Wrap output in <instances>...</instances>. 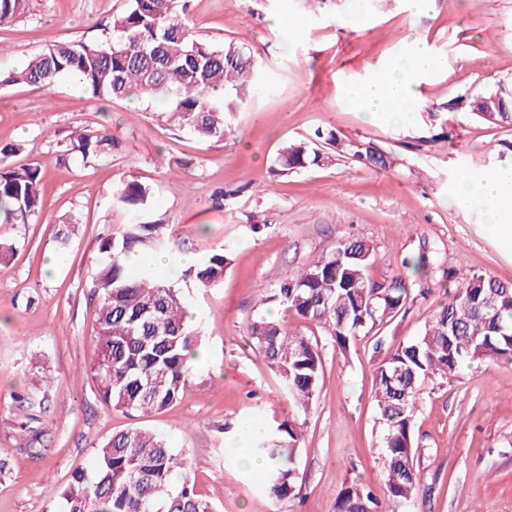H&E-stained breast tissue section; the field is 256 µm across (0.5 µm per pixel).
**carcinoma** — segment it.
I'll return each mask as SVG.
<instances>
[{
    "label": "carcinoma",
    "mask_w": 512,
    "mask_h": 512,
    "mask_svg": "<svg viewBox=\"0 0 512 512\" xmlns=\"http://www.w3.org/2000/svg\"><path fill=\"white\" fill-rule=\"evenodd\" d=\"M30 0H0V28L29 12ZM64 75L75 76L93 99L159 98L163 118L190 130L204 142L224 140L234 112L250 97L264 71L235 42L222 46L195 34L177 0H129L103 36L92 42L55 41L21 69L0 73V85L51 89ZM467 111L496 127H512V87L468 99ZM360 166L386 170L389 154L372 142H340L334 133L314 132L278 153L274 174L324 166L333 157L319 140ZM112 136L80 134L70 151L82 158L112 154ZM42 171L14 167L0 149V224H26L42 207ZM118 202L133 214L98 241L91 295L97 298V353L92 367L103 401L132 417L166 410L183 392L202 346L179 289L157 281L152 259L180 247L170 225L142 222L138 213L150 188L138 180L122 182ZM141 254L136 276L124 257ZM375 248L348 238L282 281L266 302L284 306L321 328L342 350L353 337L369 334L396 316L411 299L412 286L401 276L382 281L370 275ZM230 259L214 249L196 259L182 276L207 290L220 284ZM253 347L278 375L284 392L300 407L312 401L323 371L319 344L282 322L259 316L249 325ZM512 363V283L474 274L436 308L413 340L400 343L374 374V402L382 424L381 460L388 500L397 506L425 493L418 465L414 426L426 388L455 376L468 362ZM300 437L286 423L269 426L253 452L264 462L267 490L277 500L296 496L299 474L294 451ZM336 512H380L372 490L344 481ZM52 512H216L196 493L185 458L167 441L139 427L112 434L97 448L91 468L74 472L52 491Z\"/></svg>",
    "instance_id": "cac0c4a2"
}]
</instances>
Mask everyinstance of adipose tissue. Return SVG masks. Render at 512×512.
<instances>
[{"label":"adipose tissue","instance_id":"ef3b65f1","mask_svg":"<svg viewBox=\"0 0 512 512\" xmlns=\"http://www.w3.org/2000/svg\"><path fill=\"white\" fill-rule=\"evenodd\" d=\"M439 66L425 44L409 46L350 90L348 100L368 119L405 124L414 108L413 84ZM450 198L458 208H480L484 227L512 250V165L487 175L459 171Z\"/></svg>","mask_w":512,"mask_h":512}]
</instances>
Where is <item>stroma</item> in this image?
<instances>
[{
  "instance_id": "obj_1",
  "label": "stroma",
  "mask_w": 512,
  "mask_h": 512,
  "mask_svg": "<svg viewBox=\"0 0 512 512\" xmlns=\"http://www.w3.org/2000/svg\"><path fill=\"white\" fill-rule=\"evenodd\" d=\"M127 0H31L26 18L0 29V72L20 68L58 40H92ZM198 35L242 45L273 73L235 115L232 134L204 143L160 120L156 102H101L78 79L44 91L0 86V147L15 145L13 165H38L43 205L29 223L0 226L15 252L0 263V512H48L54 487L88 466L113 433L140 426L181 452L197 493L218 512H334L344 480L381 498V426L374 404L376 367L396 345L417 336L433 309L471 274L512 282V253L483 226L479 209L450 204L458 169L484 174L512 163V127L489 126L457 109V99L512 85V0H371L353 14L317 0H188ZM285 14L297 30L284 40L273 25ZM422 42L446 59L422 77L415 110L402 126L368 121L346 88L403 48ZM338 139L370 141L394 167L369 170L346 158L275 175L269 168L286 143L316 128ZM107 133L112 154L71 153L74 133ZM135 178L151 199L142 220H162L199 256L220 246L232 264L218 286L180 283L182 265L156 268L179 283L201 331L206 359L172 407L133 418L106 405L90 371L97 335L89 287L98 238L130 218L114 191ZM230 192L226 205L214 191ZM265 227L253 232V219ZM74 225L56 271V232ZM370 241V273L399 274L404 257L425 253L413 302L339 351L315 326L263 299L313 255L337 241ZM317 337L323 372L312 403L300 408L251 348L248 327L265 314ZM287 422L301 435L296 452L302 489L276 501L263 474L243 469L231 444L242 423ZM415 438L426 497L406 512H512V364L476 362L427 390L418 404Z\"/></svg>"
}]
</instances>
